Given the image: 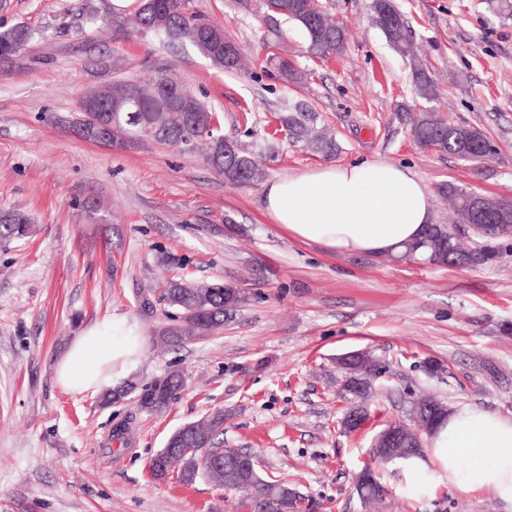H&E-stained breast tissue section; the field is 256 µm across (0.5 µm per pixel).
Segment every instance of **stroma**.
<instances>
[{
  "mask_svg": "<svg viewBox=\"0 0 512 512\" xmlns=\"http://www.w3.org/2000/svg\"><path fill=\"white\" fill-rule=\"evenodd\" d=\"M373 0H323L350 37L343 55L312 61L294 22L232 0H193L223 25L248 62L214 67L188 44L93 24L112 0H9L0 23L30 27L24 51L0 63V211L22 210L28 237L0 244V512H245L242 497L200 480L159 481L149 462L177 428L223 409L224 443L315 500L316 512H503L486 492L440 483L423 492L400 464L382 470L387 498L363 507L352 489L374 436L407 418L423 393L448 407L512 416V243L470 269L393 263L304 243L268 217L264 186L242 187L203 157L147 141L114 152L70 132L80 95L116 79L170 76L216 113L226 138L264 154L268 180L371 161L409 169L432 194V217L451 223L439 193L452 183L512 199V17L487 0H394L449 121L483 131V167L420 147L410 135L421 103L408 59L388 44ZM286 54L306 77L284 82L267 64ZM308 104L334 156L278 135V118ZM232 281L250 303L206 338L167 350V279ZM138 321L146 346L135 377L171 369L185 388L160 414L103 406L72 394L54 367L73 338L107 317ZM368 350L390 371L375 383L373 420L348 434L340 421V355ZM440 362L427 375L422 363ZM127 423L125 447L112 430Z\"/></svg>",
  "mask_w": 512,
  "mask_h": 512,
  "instance_id": "35a3bbf8",
  "label": "stroma"
}]
</instances>
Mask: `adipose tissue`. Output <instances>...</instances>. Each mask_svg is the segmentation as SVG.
Here are the masks:
<instances>
[{
  "label": "adipose tissue",
  "instance_id": "1",
  "mask_svg": "<svg viewBox=\"0 0 512 512\" xmlns=\"http://www.w3.org/2000/svg\"><path fill=\"white\" fill-rule=\"evenodd\" d=\"M265 204L275 223L295 239L339 253L386 256L422 232L431 193L411 172L365 162L324 166L272 181ZM145 346L139 323L109 317L86 328L55 368L65 391L84 394L117 388L138 366ZM411 473L465 492L486 491L512 512V417L474 405L452 410L433 431Z\"/></svg>",
  "mask_w": 512,
  "mask_h": 512
}]
</instances>
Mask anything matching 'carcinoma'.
Wrapping results in <instances>:
<instances>
[{"label": "carcinoma", "mask_w": 512, "mask_h": 512, "mask_svg": "<svg viewBox=\"0 0 512 512\" xmlns=\"http://www.w3.org/2000/svg\"><path fill=\"white\" fill-rule=\"evenodd\" d=\"M157 10L177 20L159 36L174 41L184 40L185 29L194 25L201 28L218 26V23L202 18L196 12H186L190 0H155ZM236 8L250 13L258 7L270 19L280 17L295 22L305 33L307 54L311 59L326 60L342 53L348 43V30L325 11L320 0H235ZM376 17L383 19L380 25L391 47L401 56L410 60L413 68L416 90L419 98L427 103L420 109L418 118L411 127V136L423 148H430L439 154H451L458 159L478 167L494 154L495 148L479 129L441 119L431 104L438 101L439 90L427 74L420 58L413 49L408 29L402 14L393 0H373ZM34 33L25 25H15L0 30V43L27 45ZM280 76L298 82L304 72L294 61L280 56L270 58ZM202 111L186 116L184 112H164L160 103L146 97L140 104L136 120L128 121L125 112L110 113L112 126L119 132L138 138L143 130L151 127L160 130L157 140L164 143L179 142L185 150L198 145L205 146L206 163L224 176L227 181L243 186L255 185L263 178V170L255 155L241 148L233 152L224 150L222 136L212 109L201 103ZM99 118L97 112H80L73 120V127L85 131L91 137ZM310 116L301 105L294 112L279 117L281 131L290 138L304 141L312 149L330 155L336 144L325 133L315 131L309 125ZM444 197L454 205V226L459 234L448 235L449 225L430 223L424 226L422 234L415 240L402 245V249L391 259L397 262H429L446 267H470L494 262L500 249L509 241L507 237L479 236V230H488V225L500 223L502 215L509 216L512 225V201L509 199L482 196V210L473 207L475 192L452 183L441 189ZM32 224L27 215L19 211L0 214V242H8L29 235ZM167 307L165 315L172 321L159 335L161 343L174 346L203 337L224 327L241 308L250 301L233 282H199L186 278L169 279L161 296ZM388 372L387 364L373 355L350 354L344 362L346 382L343 390L353 394L358 387L368 388L374 371ZM184 387L181 371L173 369L149 382L127 380L112 392L103 394L105 406L119 403L132 396L139 411L147 414L167 409ZM416 420L431 432L448 416L446 404L432 396L417 398ZM224 411L216 410L202 419L174 430L165 446L150 460L149 469L154 478L164 480L174 476L185 485H192L204 479L212 485L227 490H245L249 502L259 507V512H312L316 507L307 496L294 492L286 481L264 477L259 463L249 462L250 452L245 448L224 447ZM398 461H409L422 453L423 440L420 436L404 434L398 443ZM364 486L365 502L381 501L388 495L387 486L382 482L376 468L367 465L358 474Z\"/></svg>", "instance_id": "carcinoma-1"}]
</instances>
